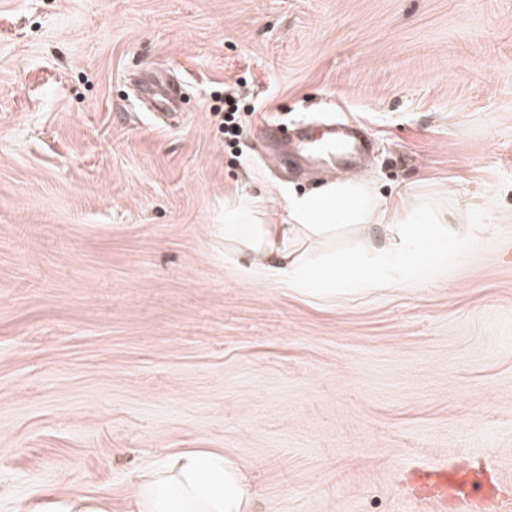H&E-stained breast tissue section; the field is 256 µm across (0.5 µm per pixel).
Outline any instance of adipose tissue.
I'll use <instances>...</instances> for the list:
<instances>
[{"mask_svg": "<svg viewBox=\"0 0 512 512\" xmlns=\"http://www.w3.org/2000/svg\"><path fill=\"white\" fill-rule=\"evenodd\" d=\"M460 222L459 215L407 194L379 203L366 185L351 179L292 196L284 224L270 215L263 197L248 204L224 200V241L240 272L313 295L332 293L338 282L354 291L384 288L409 268L447 259L463 242ZM352 224L381 226L384 243L353 259L305 258L310 241ZM253 496L235 461L206 450L154 462L132 491L134 512H248Z\"/></svg>", "mask_w": 512, "mask_h": 512, "instance_id": "1", "label": "adipose tissue"}]
</instances>
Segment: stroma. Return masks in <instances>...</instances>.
I'll list each match as a JSON object with an SVG mask.
<instances>
[{"mask_svg": "<svg viewBox=\"0 0 512 512\" xmlns=\"http://www.w3.org/2000/svg\"><path fill=\"white\" fill-rule=\"evenodd\" d=\"M145 70L184 92L173 127ZM329 118L368 128L380 200L465 211V246L355 295L240 276L225 196L283 216L329 181L263 126ZM190 448L237 463L249 512H431L400 474L453 457L512 488V0H0V512H130ZM224 137L230 145H234L240 136V127L242 120L240 119V108L232 97L231 92L224 93ZM106 498L101 497L99 500L76 499L69 500L65 504H56L48 510L54 512H107L109 504Z\"/></svg>", "mask_w": 512, "mask_h": 512, "instance_id": "stroma-1", "label": "stroma"}]
</instances>
